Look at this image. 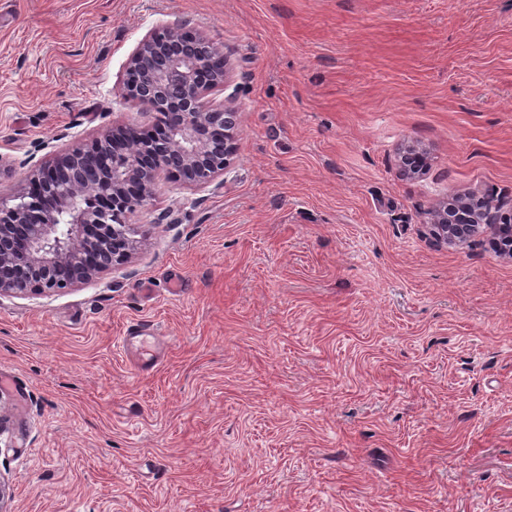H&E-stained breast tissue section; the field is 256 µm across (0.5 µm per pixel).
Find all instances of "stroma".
I'll list each match as a JSON object with an SVG mask.
<instances>
[{
  "label": "stroma",
  "mask_w": 512,
  "mask_h": 512,
  "mask_svg": "<svg viewBox=\"0 0 512 512\" xmlns=\"http://www.w3.org/2000/svg\"><path fill=\"white\" fill-rule=\"evenodd\" d=\"M180 21L236 151L125 268L0 296L6 512H512V258L426 222L512 199V0H0V195L151 127L119 81Z\"/></svg>",
  "instance_id": "obj_1"
}]
</instances>
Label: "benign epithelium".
<instances>
[{
    "mask_svg": "<svg viewBox=\"0 0 512 512\" xmlns=\"http://www.w3.org/2000/svg\"><path fill=\"white\" fill-rule=\"evenodd\" d=\"M227 77L223 51L204 36L180 25L145 36L127 60L120 93L140 109L167 112L168 123L147 133L114 126L32 167L0 197V295L72 288L125 264L136 245L126 217L147 204L160 172L199 188L224 175L231 147L219 159L211 144L238 113L208 96L224 90ZM428 216L440 244H461L490 224L512 257L509 202L475 187ZM92 225L102 228L94 239L85 237Z\"/></svg>",
    "mask_w": 512,
    "mask_h": 512,
    "instance_id": "benign-epithelium-1",
    "label": "benign epithelium"
}]
</instances>
